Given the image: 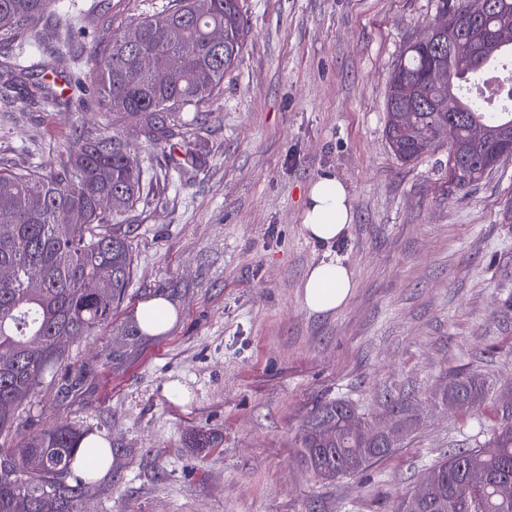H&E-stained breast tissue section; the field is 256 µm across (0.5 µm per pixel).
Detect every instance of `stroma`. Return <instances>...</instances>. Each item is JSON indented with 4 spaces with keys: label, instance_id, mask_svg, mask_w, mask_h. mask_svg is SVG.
<instances>
[{
    "label": "stroma",
    "instance_id": "35a3bbf8",
    "mask_svg": "<svg viewBox=\"0 0 512 512\" xmlns=\"http://www.w3.org/2000/svg\"><path fill=\"white\" fill-rule=\"evenodd\" d=\"M82 34L0 44L38 74L66 76L70 106L0 100V160L56 171L79 122L108 112L79 84L85 48L121 34L167 0H59ZM441 0H243L245 48L203 107L201 166H168L131 123L115 124L152 180L125 213L134 277L111 325L75 340L69 359L94 380L76 399L44 388L35 411L107 439L109 473L88 512H396L426 468L454 448L490 445L512 402V163L457 188L447 146L400 162L385 133L388 77ZM331 175L354 220L331 246L302 230L308 189ZM340 260L353 274L341 310L309 313L306 270ZM165 295L177 318L123 359L108 354L124 323ZM485 380L480 412L449 407V379ZM350 401L374 428L403 399L415 430L357 476L326 480L301 460V428L319 402ZM217 448L197 455L189 430Z\"/></svg>",
    "mask_w": 512,
    "mask_h": 512
}]
</instances>
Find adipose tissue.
<instances>
[{"label": "adipose tissue", "mask_w": 512, "mask_h": 512, "mask_svg": "<svg viewBox=\"0 0 512 512\" xmlns=\"http://www.w3.org/2000/svg\"><path fill=\"white\" fill-rule=\"evenodd\" d=\"M353 221L345 185L333 177L313 183L307 193L303 231L308 240L329 245L341 239ZM354 288L349 269L337 260L310 267L302 284L305 308L312 313H327L347 305Z\"/></svg>", "instance_id": "ef3b65f1"}]
</instances>
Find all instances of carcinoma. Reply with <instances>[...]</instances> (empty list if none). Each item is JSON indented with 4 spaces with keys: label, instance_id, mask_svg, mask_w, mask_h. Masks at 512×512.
Segmentation results:
<instances>
[{
    "label": "carcinoma",
    "instance_id": "obj_1",
    "mask_svg": "<svg viewBox=\"0 0 512 512\" xmlns=\"http://www.w3.org/2000/svg\"><path fill=\"white\" fill-rule=\"evenodd\" d=\"M52 0H0V42L45 36L42 20ZM481 0H446L448 35L409 42L397 61L386 96V136L403 162L425 153L424 143L448 126L449 176L469 187L512 157V95L490 111L462 93V78H483L493 62L512 60V0H493L495 10L479 13ZM224 28V49L216 53L206 34ZM248 19L241 0H214L206 17L192 13V0H170L160 11L132 20L124 38L94 46L86 55L88 86L105 111L132 119L147 142L175 158L176 147L192 154L196 126L182 119L196 112L224 87V73L239 59ZM175 66L180 81L147 83L150 72ZM17 64L0 62V98L17 89ZM484 129L481 140L472 128ZM132 145L96 124H78L68 158L50 174L0 165V512H43L55 498V512H85L86 478L71 461L84 433L67 422L41 428L22 421L46 383L57 396L82 393L91 370L67 362L70 342L112 323L133 279L130 230L118 216L142 200L147 172L131 163ZM41 341L32 349L31 340ZM444 396L465 410L481 408L485 382L476 373L459 374ZM359 416L344 400L316 404L302 428L304 462L324 479L353 476L387 458L402 441L387 443L370 435L346 434L347 421ZM27 426L23 445L6 446L13 431ZM187 447L196 453L218 446L214 433L191 430ZM496 451L482 446L455 448L434 462L421 480L422 501L409 499L399 512H512V499L499 496L512 481V413L501 415L493 439ZM477 474L482 483L469 486Z\"/></svg>",
    "mask_w": 512,
    "mask_h": 512
}]
</instances>
